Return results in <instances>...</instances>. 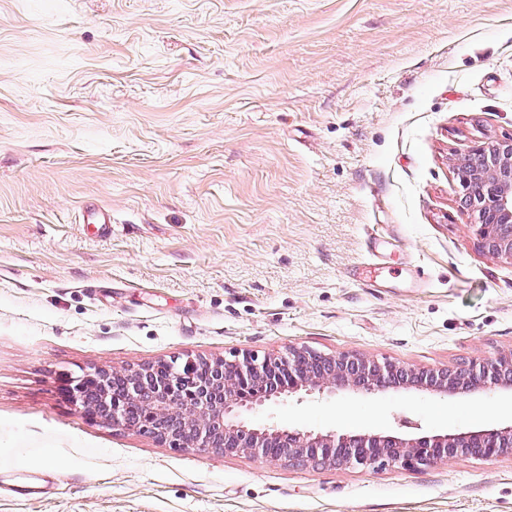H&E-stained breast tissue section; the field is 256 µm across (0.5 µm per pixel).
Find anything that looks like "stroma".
Wrapping results in <instances>:
<instances>
[{"label":"stroma","mask_w":512,"mask_h":512,"mask_svg":"<svg viewBox=\"0 0 512 512\" xmlns=\"http://www.w3.org/2000/svg\"><path fill=\"white\" fill-rule=\"evenodd\" d=\"M489 138H512V0H0V484L45 486L0 512H512L510 457L292 467L64 391L188 354L512 349V260L478 249L456 174ZM255 419L420 437L512 422V394L300 393Z\"/></svg>","instance_id":"stroma-1"}]
</instances>
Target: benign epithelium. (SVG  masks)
I'll return each instance as SVG.
<instances>
[{
	"instance_id": "7a95c632",
	"label": "benign epithelium",
	"mask_w": 512,
	"mask_h": 512,
	"mask_svg": "<svg viewBox=\"0 0 512 512\" xmlns=\"http://www.w3.org/2000/svg\"><path fill=\"white\" fill-rule=\"evenodd\" d=\"M481 155L484 165L470 171L457 167L462 201L477 219V245L492 257L512 259V140L487 139L468 145L459 159ZM482 185L478 194L469 184ZM314 355L306 348H290L288 355L263 357L244 352L233 360H209L208 377L195 383L177 368L158 375L149 366L126 370L125 400L143 403L147 428L162 443L196 448L207 453L245 454L290 466L375 468L391 466L415 470L457 458L494 461L512 457V425L460 433L396 436L377 431L358 434L280 431L255 427L246 415L268 401L299 391L334 393L388 387L384 377L403 373L409 389L440 396L489 393L512 388V350L463 368L413 367L380 362L371 357L342 352L326 356V369L317 373L305 361ZM114 370L84 371L67 379L73 404L83 408L84 384L94 379L101 387L102 418L114 426H127L123 402L112 397L108 385ZM277 446L272 456L267 449Z\"/></svg>"
}]
</instances>
